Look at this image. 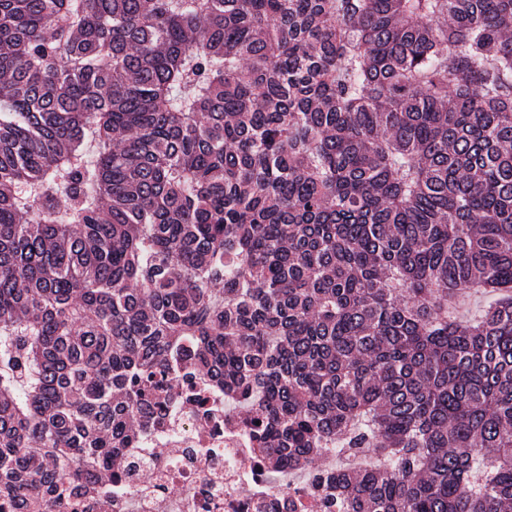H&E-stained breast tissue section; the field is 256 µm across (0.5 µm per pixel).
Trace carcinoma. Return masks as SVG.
<instances>
[{
    "instance_id": "1",
    "label": "carcinoma",
    "mask_w": 512,
    "mask_h": 512,
    "mask_svg": "<svg viewBox=\"0 0 512 512\" xmlns=\"http://www.w3.org/2000/svg\"><path fill=\"white\" fill-rule=\"evenodd\" d=\"M172 369L271 473L372 452L336 512L512 508V0H0V512Z\"/></svg>"
}]
</instances>
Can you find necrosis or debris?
<instances>
[{
    "label": "necrosis or debris",
    "mask_w": 512,
    "mask_h": 512,
    "mask_svg": "<svg viewBox=\"0 0 512 512\" xmlns=\"http://www.w3.org/2000/svg\"><path fill=\"white\" fill-rule=\"evenodd\" d=\"M183 378L168 385L171 405L148 424L111 491L55 512H329L324 467L270 476L239 411L223 391Z\"/></svg>",
    "instance_id": "1"
}]
</instances>
